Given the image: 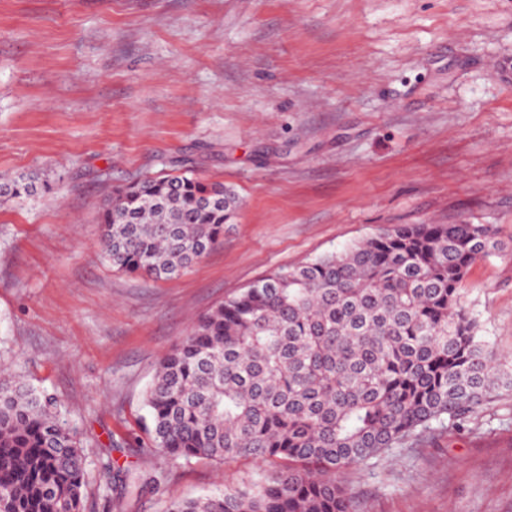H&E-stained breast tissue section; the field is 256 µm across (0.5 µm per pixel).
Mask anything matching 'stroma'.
Returning a JSON list of instances; mask_svg holds the SVG:
<instances>
[{"label":"stroma","instance_id":"obj_1","mask_svg":"<svg viewBox=\"0 0 512 512\" xmlns=\"http://www.w3.org/2000/svg\"><path fill=\"white\" fill-rule=\"evenodd\" d=\"M512 0H0V370L57 398L86 454L82 512H167L252 462L175 460L141 424L156 366L270 271L397 224H493L465 281L512 362ZM233 186L224 241L178 278L107 262L114 191L161 171ZM113 468L159 476L123 502ZM343 480L362 512H512V396ZM39 183V174L34 172L21 173L3 182L1 180L0 199L2 201L34 196L38 193Z\"/></svg>","mask_w":512,"mask_h":512}]
</instances>
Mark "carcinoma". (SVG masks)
Returning <instances> with one entry per match:
<instances>
[{
    "mask_svg": "<svg viewBox=\"0 0 512 512\" xmlns=\"http://www.w3.org/2000/svg\"><path fill=\"white\" fill-rule=\"evenodd\" d=\"M39 174L0 182L38 193ZM236 191L186 169L131 183L102 211L112 267L170 280L224 240ZM501 248L492 224H401L278 268L217 305L160 362L151 447L265 468L168 512H358L336 480L393 448L459 430L512 389L464 302L470 268ZM122 496L157 479L112 471ZM85 455L57 400L0 379V512H80Z\"/></svg>",
    "mask_w": 512,
    "mask_h": 512,
    "instance_id": "cac0c4a2",
    "label": "carcinoma"
}]
</instances>
